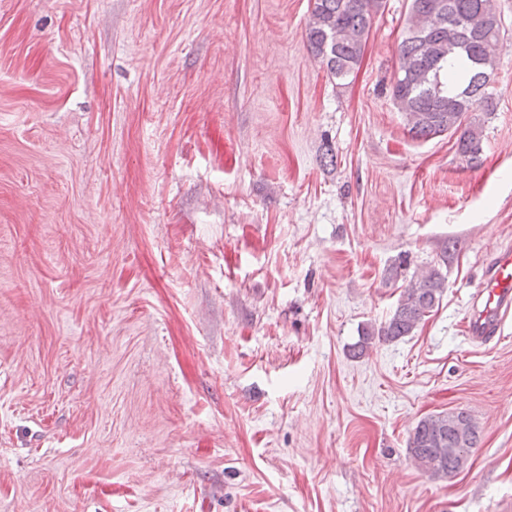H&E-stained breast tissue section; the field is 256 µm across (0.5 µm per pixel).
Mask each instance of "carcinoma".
Masks as SVG:
<instances>
[{
	"instance_id": "obj_1",
	"label": "carcinoma",
	"mask_w": 512,
	"mask_h": 512,
	"mask_svg": "<svg viewBox=\"0 0 512 512\" xmlns=\"http://www.w3.org/2000/svg\"><path fill=\"white\" fill-rule=\"evenodd\" d=\"M444 2V12L436 4ZM306 41L329 76L345 80L359 67L383 0H309ZM505 28L495 0H410L404 36L398 47L399 74L390 95L405 115L408 132L427 140L460 133L456 152L476 167L483 152L482 130L459 131L462 116L487 104L498 68ZM446 288L442 273L432 268L413 279L400 294L393 314L377 329H369L355 345L357 354L372 340L394 341L410 335L439 304ZM475 448L479 433L470 415L438 413L422 418L410 436L408 453L432 476H451L456 465L448 449L458 441Z\"/></svg>"
}]
</instances>
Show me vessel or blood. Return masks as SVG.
<instances>
[{"mask_svg": "<svg viewBox=\"0 0 512 512\" xmlns=\"http://www.w3.org/2000/svg\"><path fill=\"white\" fill-rule=\"evenodd\" d=\"M512 314V249L505 248L488 262L484 277L472 300L468 319L470 338L484 341L501 335L502 326Z\"/></svg>", "mask_w": 512, "mask_h": 512, "instance_id": "b4317fda", "label": "vessel or blood"}]
</instances>
